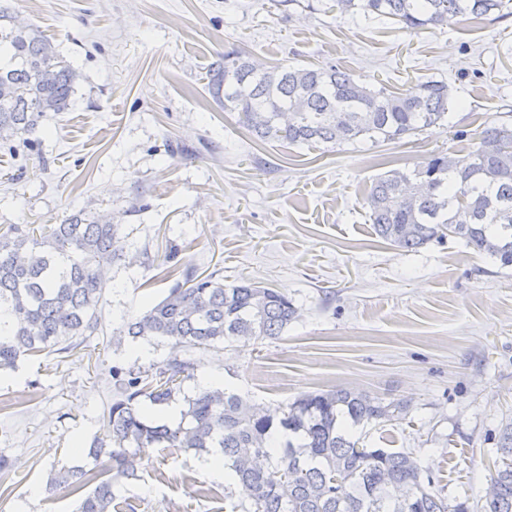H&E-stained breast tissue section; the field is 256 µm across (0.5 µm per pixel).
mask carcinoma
<instances>
[{
	"mask_svg": "<svg viewBox=\"0 0 512 512\" xmlns=\"http://www.w3.org/2000/svg\"><path fill=\"white\" fill-rule=\"evenodd\" d=\"M10 2L0 0V142L17 138L33 150L32 136L47 113L73 107L81 75L39 30L14 33ZM334 2L343 13L393 21L411 33L469 15L502 17L512 0ZM43 66L54 70L48 83L37 78ZM208 88L257 138L311 147L401 140L445 121L453 104L443 81L397 93L335 65L258 74L236 48L210 64ZM364 204L375 234L402 250L450 234L512 266V127L485 128L466 153L450 149L412 170L387 171L373 181ZM116 233L105 214L92 220L76 214L42 229L9 224L0 232V371L14 369L22 355L69 353L78 347L73 338L96 333L107 286L102 267L115 258ZM297 317L278 290L226 284L218 270L186 271L164 299L126 323L124 335L205 350L236 339H276ZM195 367L193 359L174 356L144 370H112L117 383L104 438L88 452L107 463L100 470L63 467L49 488L75 494L91 485L76 512H112L114 486L137 476L140 449H218L248 494L241 512H469L464 502L450 505L423 478L413 453L368 448L338 422L341 416L354 426L403 420L407 406L400 403L341 388L270 409L213 386L188 400L175 424H159L141 409L142 397L158 406L172 401ZM497 453L496 494L481 509L512 512V422L499 431Z\"/></svg>",
	"mask_w": 512,
	"mask_h": 512,
	"instance_id": "1",
	"label": "carcinoma"
}]
</instances>
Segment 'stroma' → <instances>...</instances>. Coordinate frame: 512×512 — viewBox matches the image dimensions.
<instances>
[{"label": "stroma", "instance_id": "stroma-1", "mask_svg": "<svg viewBox=\"0 0 512 512\" xmlns=\"http://www.w3.org/2000/svg\"><path fill=\"white\" fill-rule=\"evenodd\" d=\"M333 0H12L82 75L70 111L48 113L37 151L0 144V225L50 226L89 212L118 228L95 336L66 355L21 357L0 374V512H75L49 493L51 469L92 467L116 367L166 360L164 339L120 337L171 286L162 258L220 270L288 295L299 317L275 340L190 351L196 368L169 410L207 374L271 406L335 387L408 406L405 420L350 427L369 448L410 451L449 502L476 505L495 473L488 436L512 420V267L452 236L413 252L373 231V180L430 155L468 151L512 125V15L447 27L333 10ZM237 48L266 68L339 65L406 92L429 78L454 104L442 125L396 142L331 149L259 140L206 88ZM464 138H457V131ZM116 486L136 512H233L239 486L204 474L208 454L145 448Z\"/></svg>", "mask_w": 512, "mask_h": 512}]
</instances>
